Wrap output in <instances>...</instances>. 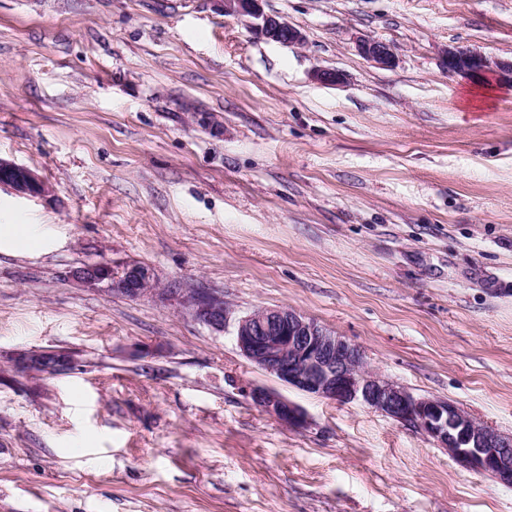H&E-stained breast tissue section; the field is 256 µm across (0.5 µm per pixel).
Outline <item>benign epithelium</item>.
I'll list each match as a JSON object with an SVG mask.
<instances>
[{"mask_svg": "<svg viewBox=\"0 0 512 512\" xmlns=\"http://www.w3.org/2000/svg\"><path fill=\"white\" fill-rule=\"evenodd\" d=\"M224 13L245 16L264 38L285 47L303 43V34L278 16L265 13L262 0H219ZM367 60L388 67L394 61L391 47L382 41L365 39L358 45ZM446 67L453 72L480 74L487 60L474 52L449 48L444 52ZM0 185L18 195L41 196L48 185L28 167L0 158ZM89 288L118 289L136 298L146 291L153 276L142 264L123 269L122 280L115 279L112 266L97 263L71 272ZM194 316L216 328H224L228 317L223 299L197 292L187 297ZM236 344L241 353L285 385L339 403L360 402L391 419L421 431L463 468L486 474L502 484L512 485V437H505L477 423L454 402L419 397L384 377L360 368L359 349L329 329L288 308H266L238 320ZM77 363L74 354L62 349L24 352L17 368L28 372L39 366L47 373H65ZM256 404L267 414L289 427L307 422L305 411L278 393L256 389Z\"/></svg>", "mask_w": 512, "mask_h": 512, "instance_id": "1", "label": "benign epithelium"}]
</instances>
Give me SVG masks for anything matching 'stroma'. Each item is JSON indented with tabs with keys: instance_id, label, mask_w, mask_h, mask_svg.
<instances>
[{
	"instance_id": "1",
	"label": "stroma",
	"mask_w": 512,
	"mask_h": 512,
	"mask_svg": "<svg viewBox=\"0 0 512 512\" xmlns=\"http://www.w3.org/2000/svg\"><path fill=\"white\" fill-rule=\"evenodd\" d=\"M262 7L303 44L215 0H0V158L50 188H0V227L45 229L0 249V512H512V487L284 385L234 337L256 309L295 310L512 436V0ZM449 46L488 72L449 73ZM96 262L146 265L157 289L72 279ZM194 290L223 298V330ZM46 347L77 367H14ZM221 2L224 14L248 17L251 26L267 40L285 47L301 45L303 34L278 16L265 13L263 0H217ZM358 49L363 57L379 66L388 67L394 61L393 50L385 42L365 39L360 42ZM187 303L198 320L216 329L224 328L228 312L223 299L192 292ZM252 397L264 412L288 427H301L307 422L305 411L278 393L256 389L253 391Z\"/></svg>"
}]
</instances>
